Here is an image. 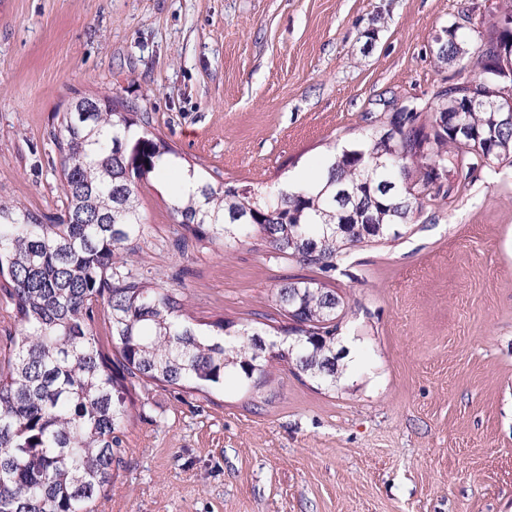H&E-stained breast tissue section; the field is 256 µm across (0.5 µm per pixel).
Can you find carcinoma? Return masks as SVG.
Listing matches in <instances>:
<instances>
[{"label": "carcinoma", "instance_id": "obj_1", "mask_svg": "<svg viewBox=\"0 0 512 512\" xmlns=\"http://www.w3.org/2000/svg\"><path fill=\"white\" fill-rule=\"evenodd\" d=\"M484 33L490 60L463 56L458 26L437 43L457 64L460 95L434 93L418 111L390 113L385 128L333 156L325 184L273 197L199 178L175 196L180 238L224 243L257 233L301 268L336 270L348 252L400 235L430 202L466 188L493 161L512 163V0ZM96 112L56 115L66 206L50 217L0 200V294L17 335L0 361V512H95L112 487L138 384L212 390L235 374L266 377L274 360L322 382L341 374L336 350L344 301L327 282L291 276L275 293L293 349L257 331L223 338L191 322L183 293L159 286L123 250L145 222L138 183L173 152L149 116L110 96ZM361 213L366 224L343 227ZM108 325L116 351L93 333Z\"/></svg>", "mask_w": 512, "mask_h": 512}]
</instances>
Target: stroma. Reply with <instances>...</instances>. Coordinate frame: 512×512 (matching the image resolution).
Returning <instances> with one entry per match:
<instances>
[{"label": "stroma", "mask_w": 512, "mask_h": 512, "mask_svg": "<svg viewBox=\"0 0 512 512\" xmlns=\"http://www.w3.org/2000/svg\"><path fill=\"white\" fill-rule=\"evenodd\" d=\"M502 0H0V199L60 213L53 113L115 96L215 185L281 189L389 112L456 81ZM167 172L138 189L136 260L203 322L278 317L295 263L259 237L178 242ZM358 364L335 386L134 396L96 512H512V165L492 162L399 238L330 274Z\"/></svg>", "instance_id": "obj_1"}]
</instances>
